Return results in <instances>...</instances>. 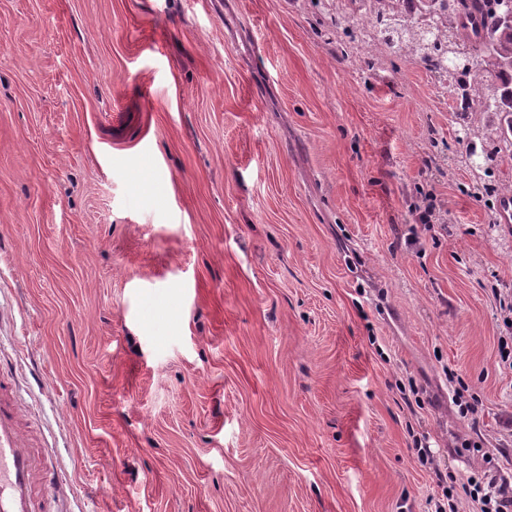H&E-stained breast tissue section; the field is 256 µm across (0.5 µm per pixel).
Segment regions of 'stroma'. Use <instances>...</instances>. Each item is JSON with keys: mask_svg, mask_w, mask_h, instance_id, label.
Returning a JSON list of instances; mask_svg holds the SVG:
<instances>
[{"mask_svg": "<svg viewBox=\"0 0 512 512\" xmlns=\"http://www.w3.org/2000/svg\"><path fill=\"white\" fill-rule=\"evenodd\" d=\"M328 2L0 0V373L55 512H425L512 470V161Z\"/></svg>", "mask_w": 512, "mask_h": 512, "instance_id": "stroma-1", "label": "stroma"}]
</instances>
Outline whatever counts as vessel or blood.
I'll use <instances>...</instances> for the list:
<instances>
[{
	"mask_svg": "<svg viewBox=\"0 0 512 512\" xmlns=\"http://www.w3.org/2000/svg\"><path fill=\"white\" fill-rule=\"evenodd\" d=\"M22 408L0 377V512H52L45 507L53 472L20 423Z\"/></svg>",
	"mask_w": 512,
	"mask_h": 512,
	"instance_id": "vessel-or-blood-1",
	"label": "vessel or blood"
}]
</instances>
